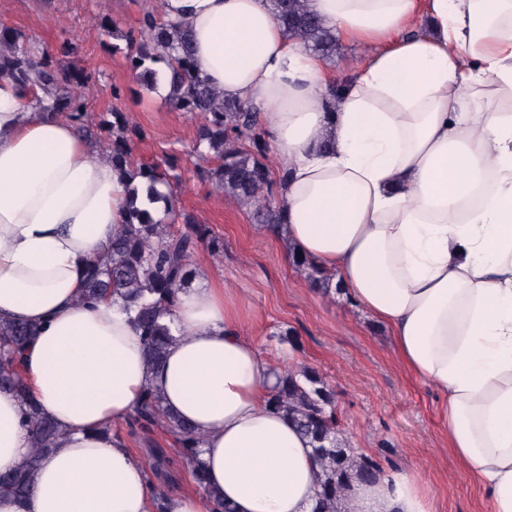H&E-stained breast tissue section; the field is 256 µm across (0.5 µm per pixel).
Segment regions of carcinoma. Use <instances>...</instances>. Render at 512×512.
<instances>
[{
	"instance_id": "obj_1",
	"label": "carcinoma",
	"mask_w": 512,
	"mask_h": 512,
	"mask_svg": "<svg viewBox=\"0 0 512 512\" xmlns=\"http://www.w3.org/2000/svg\"><path fill=\"white\" fill-rule=\"evenodd\" d=\"M279 25L299 37L305 47L325 57L336 51V36L308 10L307 0H270ZM127 60L136 76H163L170 87L167 101L177 111L202 116L196 128V147H204L216 165L202 174L224 192L242 202H252L269 182V168L259 155L261 132L256 112L235 102H216L215 92L200 76L194 59L192 36L188 29L173 31L149 10L140 12L137 26L126 34ZM0 72H8L18 82L36 88L48 101L55 115L78 123L84 136L104 148L112 164H129L133 176L143 187H131L127 202V221L122 231L89 266L82 300L92 304L117 294L136 310V326L146 353L161 360L178 328L174 325L171 303L189 283L190 259L199 246L212 251L223 248L220 238L206 224L175 209L176 186L180 176L172 163L134 164L131 157V131L122 112L111 119L95 121L88 99L81 89L91 82V73L67 72L56 57L36 38L17 28L0 26ZM167 188L162 216L154 219L144 202H153L156 185ZM183 227H175L178 217ZM260 224H278L275 206L266 204L255 213ZM296 265L309 270V279L329 290L330 277L307 261ZM37 328L22 322L0 320V391L16 393L25 405V427L32 450L23 469L0 475V493L23 498L31 489L41 455L57 442L60 431L55 423L27 395L22 374V354ZM268 402L284 410L312 444L320 462V488L317 512H341L336 504L345 495L354 477L370 478L382 471L371 458L352 451L342 437L336 413L335 392L311 367L274 373ZM163 423L176 437L183 462L192 467L193 476L203 491H208L199 465L200 440L190 426L169 413L162 397L153 391L145 394L131 424L145 427Z\"/></svg>"
}]
</instances>
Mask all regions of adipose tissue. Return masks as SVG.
Segmentation results:
<instances>
[{"instance_id":"adipose-tissue-1","label":"adipose tissue","mask_w":512,"mask_h":512,"mask_svg":"<svg viewBox=\"0 0 512 512\" xmlns=\"http://www.w3.org/2000/svg\"><path fill=\"white\" fill-rule=\"evenodd\" d=\"M309 7L341 39L376 45L353 77L284 32L269 0H159V15L190 31L219 99L257 110L283 163L270 234L388 329L400 363L442 395L448 445L491 512H512V0ZM133 184L0 74V318L37 326L23 375L62 431L0 512H210L196 492L158 499L114 432L149 389L201 438L206 484L234 512H315L312 446L268 404L270 365L209 266L177 294L179 332L157 362L120 298L80 302ZM23 412L0 392V474L31 452ZM339 508L431 512L401 472L353 479Z\"/></svg>"}]
</instances>
